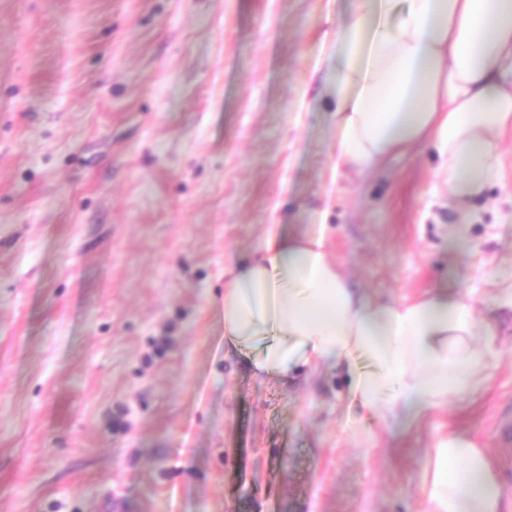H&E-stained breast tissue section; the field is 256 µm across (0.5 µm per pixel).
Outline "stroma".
<instances>
[{"label":"stroma","instance_id":"obj_1","mask_svg":"<svg viewBox=\"0 0 512 512\" xmlns=\"http://www.w3.org/2000/svg\"><path fill=\"white\" fill-rule=\"evenodd\" d=\"M354 0H0V512H422L454 432L512 491V129L458 205L415 147L335 174ZM334 225L352 287L473 291L499 363L380 425L337 367L253 375L224 266Z\"/></svg>","mask_w":512,"mask_h":512}]
</instances>
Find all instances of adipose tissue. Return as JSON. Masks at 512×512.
I'll use <instances>...</instances> for the list:
<instances>
[{"label":"adipose tissue","instance_id":"ef3b65f1","mask_svg":"<svg viewBox=\"0 0 512 512\" xmlns=\"http://www.w3.org/2000/svg\"><path fill=\"white\" fill-rule=\"evenodd\" d=\"M512 0H357L336 34L326 104L335 169L364 171L428 143L450 196L481 194L512 126ZM331 227L273 224L254 253L224 268V341L254 372L287 378L343 366L352 401L380 422L466 397L498 364L472 341V293L375 300L328 252ZM424 512H512L483 449L456 435L429 453Z\"/></svg>","mask_w":512,"mask_h":512}]
</instances>
